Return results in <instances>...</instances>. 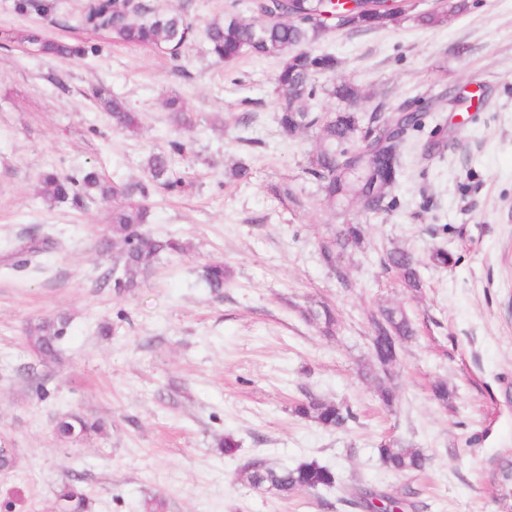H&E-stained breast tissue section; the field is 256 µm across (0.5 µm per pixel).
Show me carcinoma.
I'll return each instance as SVG.
<instances>
[{"mask_svg":"<svg viewBox=\"0 0 512 512\" xmlns=\"http://www.w3.org/2000/svg\"><path fill=\"white\" fill-rule=\"evenodd\" d=\"M410 7L409 0H359L356 7L345 13L343 5L333 0H253L256 20L245 22L231 12L224 21L207 26L205 39L210 54L217 63L231 65L246 55L280 60L275 77L274 93L278 102V124L288 137H297L309 130L322 132L326 146L313 156L304 173L317 182L324 200L331 207L360 204L363 211L379 214L390 210L391 197L403 169V152L411 132L421 126L423 113L431 111L429 101H410L396 112L376 110L370 114L363 131L351 112L331 114L315 112L309 101L318 94L313 82L317 72L329 73L334 60L308 49L331 27L372 30L398 20ZM21 13L49 16L57 9V0H16ZM464 8V4L446 3L441 9L417 16L425 25H439ZM81 26L104 34L112 42L126 46H142L180 59L196 41L197 29L187 12L161 10L152 0H84ZM26 42L42 56L56 58L95 55L100 46L87 42L67 43L44 38L37 33L16 36L0 30V46ZM329 94L343 102L357 99L358 90L347 83L332 87ZM93 97L102 110L109 113L114 130L135 134L139 128L137 113L124 100L112 95L110 88L100 84ZM168 120L178 132L167 147L152 151L145 161L147 181L109 184L94 169L79 176L46 170L38 177L39 193L49 205L67 204L80 211H90L109 202L112 206V240L124 245L121 262L112 268L113 287L135 288L145 278L161 254H180L184 244L172 237H155L143 230L149 223L148 199L154 192L181 194L188 186L178 169L179 158L191 148V140L183 134L195 127L193 114L178 95L165 101ZM358 224H344L335 236L326 240L321 252L327 265L335 268L343 279L344 272L336 266V258L344 250L360 243ZM385 265L393 270L404 287L419 292L418 259L405 249L387 253ZM202 280L210 292L221 294L228 281V271L222 263L203 266ZM307 316L316 321L325 336L336 331V313L322 304L307 309ZM371 336L369 347L373 365L369 377L377 387L380 401L389 406L395 399L396 384L391 371L399 361L403 343L415 337V328L406 313L395 307L383 306L369 316ZM68 320L57 316L28 328L27 342L42 360L57 356L66 335ZM303 419L314 421L328 429H346L357 420V412L347 403H335L308 396L294 408ZM100 425L63 411L56 416L55 432L63 442H75ZM379 459L385 468L398 473L423 470L428 458L419 448L386 441L379 446ZM242 477L254 488L273 491L288 497L301 491H316L336 486V472L316 461H306L293 467H277L262 458L250 461ZM415 492L407 490L400 497L362 489L340 500L376 512H404L417 505L410 500ZM59 512H87V495L81 487L67 483L57 493Z\"/></svg>","mask_w":512,"mask_h":512,"instance_id":"obj_1","label":"carcinoma"}]
</instances>
